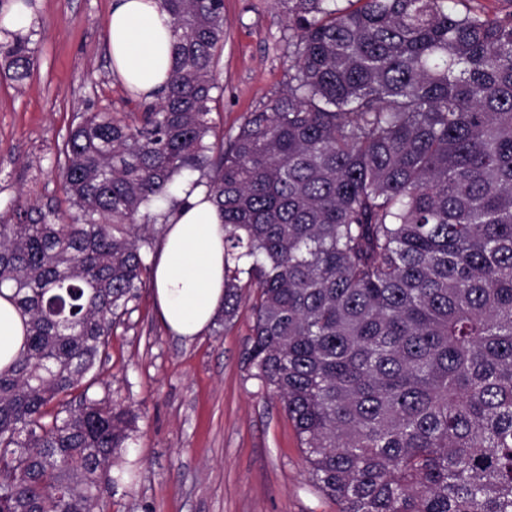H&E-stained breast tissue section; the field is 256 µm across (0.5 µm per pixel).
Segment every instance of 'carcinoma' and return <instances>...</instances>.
Masks as SVG:
<instances>
[{
  "label": "carcinoma",
  "instance_id": "1",
  "mask_svg": "<svg viewBox=\"0 0 512 512\" xmlns=\"http://www.w3.org/2000/svg\"><path fill=\"white\" fill-rule=\"evenodd\" d=\"M283 2L288 87L224 137V0H161L158 100L71 127L68 213L0 221L25 324L0 370V512H101L134 414L88 375L184 181L224 217L221 315L256 285L247 366L339 512H512V10ZM30 44L0 42L4 77L29 76Z\"/></svg>",
  "mask_w": 512,
  "mask_h": 512
}]
</instances>
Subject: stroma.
Returning <instances> with one entry per match:
<instances>
[{
	"mask_svg": "<svg viewBox=\"0 0 512 512\" xmlns=\"http://www.w3.org/2000/svg\"><path fill=\"white\" fill-rule=\"evenodd\" d=\"M111 0H40L22 83L0 76V216L68 204L56 156L84 113L141 112L112 76ZM282 0H224L223 98L213 119L236 132L245 115L288 85ZM251 303L232 322L184 339L162 323L143 288L97 364L95 394L111 391L137 415L124 459L131 475L104 494V512H338L312 481L279 400L244 363Z\"/></svg>",
	"mask_w": 512,
	"mask_h": 512,
	"instance_id": "1",
	"label": "stroma"
}]
</instances>
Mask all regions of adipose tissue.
Masks as SVG:
<instances>
[{
  "label": "adipose tissue",
  "mask_w": 512,
  "mask_h": 512,
  "mask_svg": "<svg viewBox=\"0 0 512 512\" xmlns=\"http://www.w3.org/2000/svg\"><path fill=\"white\" fill-rule=\"evenodd\" d=\"M173 26L159 0H112L107 45L112 72L136 95L152 98L171 67ZM184 203L168 221L153 260L162 319L175 335L203 333L224 304V220L205 186L184 184ZM23 323L0 296V368L20 352Z\"/></svg>",
  "instance_id": "ef3b65f1"
}]
</instances>
